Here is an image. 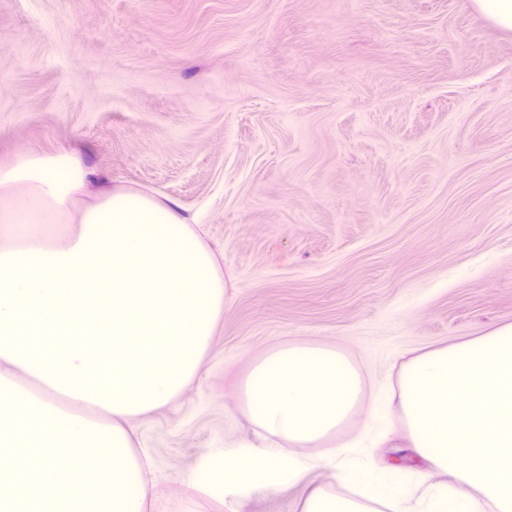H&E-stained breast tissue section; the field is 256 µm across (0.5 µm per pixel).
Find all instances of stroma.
Masks as SVG:
<instances>
[{
  "label": "stroma",
  "mask_w": 512,
  "mask_h": 512,
  "mask_svg": "<svg viewBox=\"0 0 512 512\" xmlns=\"http://www.w3.org/2000/svg\"><path fill=\"white\" fill-rule=\"evenodd\" d=\"M65 149L178 200L229 283L213 351L139 428L167 507L257 442L240 388L289 343L366 390L512 324V35L470 0H0V165ZM323 481L197 512H302Z\"/></svg>",
  "instance_id": "stroma-1"
}]
</instances>
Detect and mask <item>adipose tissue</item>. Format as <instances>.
I'll list each match as a JSON object with an SVG mask.
<instances>
[{
	"label": "adipose tissue",
	"instance_id": "1",
	"mask_svg": "<svg viewBox=\"0 0 512 512\" xmlns=\"http://www.w3.org/2000/svg\"><path fill=\"white\" fill-rule=\"evenodd\" d=\"M361 375L344 353L292 343L262 357L248 374L243 398L249 419L297 448H318L353 415Z\"/></svg>",
	"mask_w": 512,
	"mask_h": 512
}]
</instances>
